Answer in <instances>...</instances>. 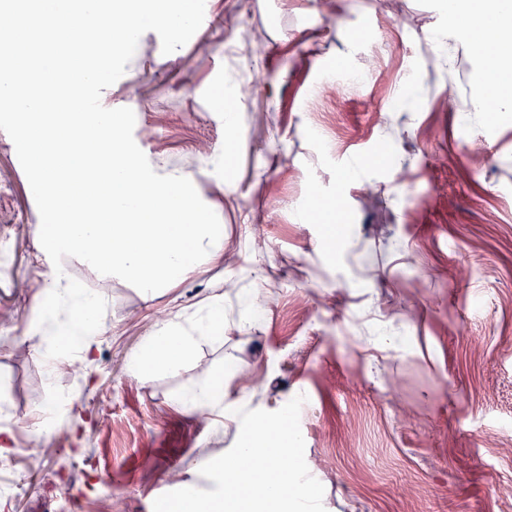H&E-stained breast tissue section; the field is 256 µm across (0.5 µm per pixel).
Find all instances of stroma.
<instances>
[{
	"label": "stroma",
	"instance_id": "35a3bbf8",
	"mask_svg": "<svg viewBox=\"0 0 512 512\" xmlns=\"http://www.w3.org/2000/svg\"><path fill=\"white\" fill-rule=\"evenodd\" d=\"M209 2L211 23L172 54L144 33L101 102L134 111L156 173L194 179L224 226V262L149 299L69 259L70 277L107 302L90 368L64 375L45 356L40 215L0 131V236L11 250L0 410L15 420L0 512H55L63 490L81 493L87 512H100L105 490L111 512H153L174 487L214 489L199 469L234 445L235 409L275 411L300 394L325 512H512V120L469 111L481 62L454 45L442 67L428 38L443 21L438 0ZM343 57L367 80L324 93ZM254 66L265 86L231 99L242 125L226 138L216 99ZM413 91L421 111H391ZM358 151L386 161L345 180ZM221 155L229 188L211 175ZM219 292V339L200 341L178 373L132 375L155 323ZM244 293L268 297L261 318L242 320ZM229 360L222 414L177 407ZM36 414L59 432L35 439L24 420Z\"/></svg>",
	"mask_w": 512,
	"mask_h": 512
}]
</instances>
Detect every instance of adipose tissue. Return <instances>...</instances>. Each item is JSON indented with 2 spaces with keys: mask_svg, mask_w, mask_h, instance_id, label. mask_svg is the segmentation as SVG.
I'll use <instances>...</instances> for the list:
<instances>
[{
  "mask_svg": "<svg viewBox=\"0 0 512 512\" xmlns=\"http://www.w3.org/2000/svg\"><path fill=\"white\" fill-rule=\"evenodd\" d=\"M441 7L448 14V22L431 31V40L440 43L462 41L473 57L495 55L499 58L496 72H484L479 76L483 93L474 102V111H485L488 102L492 101L502 115L512 114V57L500 53L502 44L512 43V9L506 7L503 0H443ZM477 18L490 27L481 39L470 36L467 29L468 23ZM223 309V300L217 296L192 325H185L177 316L158 323L145 336L131 360L134 375L149 381L161 370L179 372L193 358L198 341L212 337L213 317Z\"/></svg>",
  "mask_w": 512,
  "mask_h": 512,
  "instance_id": "adipose-tissue-1",
  "label": "adipose tissue"
}]
</instances>
